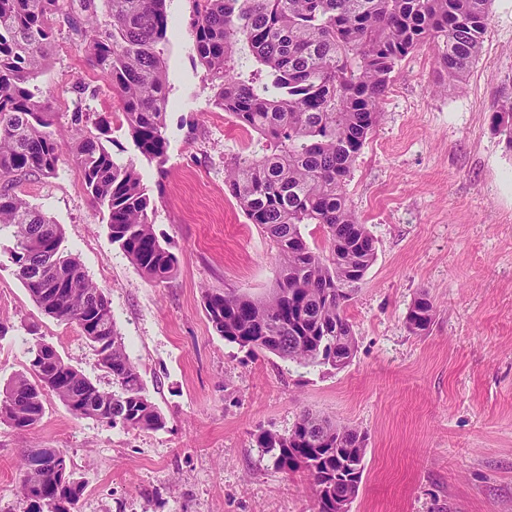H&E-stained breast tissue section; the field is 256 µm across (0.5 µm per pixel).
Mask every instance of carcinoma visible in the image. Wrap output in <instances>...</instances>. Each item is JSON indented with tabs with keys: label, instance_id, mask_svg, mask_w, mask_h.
I'll return each instance as SVG.
<instances>
[{
	"label": "carcinoma",
	"instance_id": "obj_1",
	"mask_svg": "<svg viewBox=\"0 0 512 512\" xmlns=\"http://www.w3.org/2000/svg\"><path fill=\"white\" fill-rule=\"evenodd\" d=\"M76 17L68 0H0V233L15 240L17 277L49 317L75 325L93 347L112 389L94 383L54 346L29 347L27 372L0 392V423L23 434L55 396L73 415L133 430H158L165 420L145 394L111 303L79 258L61 250L63 228L16 191L31 177L52 175L69 160L107 210L112 243L160 285L177 258L153 230V204L134 163L119 164L103 143L107 129L80 128L70 146L36 81L57 27L77 37L93 70L120 100L135 147L161 165L167 152L169 104L161 46L168 41L166 0H82ZM490 0H200L192 23L200 65L215 89L214 104L256 133L268 152L234 157L224 186L252 224L278 250L281 276L263 298L234 291L203 294L207 318L225 341L301 365L350 364L355 352L346 309L375 258L374 241L348 204L346 185L376 127L399 61L420 45L438 47L441 81L460 89L487 34ZM493 130L512 150V95L499 101ZM318 224L327 248L313 251L302 226ZM434 303L421 294L407 315L409 329L427 331ZM256 447L285 473L302 471L316 488L350 458L365 469L366 436L309 411L286 435L264 430ZM54 448H31L20 463L27 512H77L85 483L61 481ZM34 484L36 498L26 493Z\"/></svg>",
	"mask_w": 512,
	"mask_h": 512
}]
</instances>
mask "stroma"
Segmentation results:
<instances>
[{"label":"stroma","mask_w":512,"mask_h":512,"mask_svg":"<svg viewBox=\"0 0 512 512\" xmlns=\"http://www.w3.org/2000/svg\"><path fill=\"white\" fill-rule=\"evenodd\" d=\"M193 0H166L170 106L164 164L145 159L126 131L117 96L89 67L69 30L38 84L58 123L74 112L105 119L117 163L134 162L154 200L160 242L178 257L156 285L112 244L107 212L75 165L22 182L18 191L61 224L111 301L145 391L165 418L126 430L69 413L47 396L45 415L20 434L0 424V512H24L20 457L53 448L86 483L80 512H314L303 472L277 470L255 444L287 434L303 412L358 429L365 470L351 512H512V150L491 116L512 90V0H491L482 52L452 95L434 87L437 50L400 61L380 121L346 187L370 232L375 259L351 302L356 352L340 370L304 366L226 342L204 291L262 296L281 267L265 230L224 186V163L261 149L213 104L191 26ZM15 241L0 234V387L29 365L34 341L101 387L110 377L76 326L45 315L16 276ZM428 293L427 333L406 323Z\"/></svg>","instance_id":"35a3bbf8"}]
</instances>
